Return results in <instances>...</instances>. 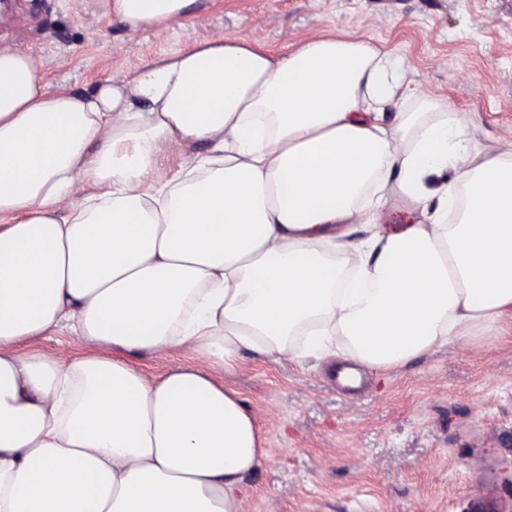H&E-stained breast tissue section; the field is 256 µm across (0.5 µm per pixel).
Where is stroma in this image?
Returning <instances> with one entry per match:
<instances>
[{
    "label": "stroma",
    "instance_id": "1",
    "mask_svg": "<svg viewBox=\"0 0 512 512\" xmlns=\"http://www.w3.org/2000/svg\"><path fill=\"white\" fill-rule=\"evenodd\" d=\"M201 28L133 33L98 0H0V47L41 63L46 89L88 94L198 36L279 54L339 30L401 55L419 90L467 118L495 151L512 138V0H197ZM72 361L111 356L57 332L19 344ZM340 361L277 364L246 353L215 371L256 416L269 451L247 477L245 512H483L496 490L512 512V319L494 337L450 345L384 373L362 393L330 376Z\"/></svg>",
    "mask_w": 512,
    "mask_h": 512
}]
</instances>
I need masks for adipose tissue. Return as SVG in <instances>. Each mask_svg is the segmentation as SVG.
<instances>
[{
	"label": "adipose tissue",
	"mask_w": 512,
	"mask_h": 512,
	"mask_svg": "<svg viewBox=\"0 0 512 512\" xmlns=\"http://www.w3.org/2000/svg\"><path fill=\"white\" fill-rule=\"evenodd\" d=\"M193 2L103 11L173 31ZM39 68L0 48V512H242L268 450L208 367L337 348L381 372L512 317V142L482 153L432 98L398 111L400 55L340 32L279 56L196 39L84 95ZM189 141L207 152L158 179ZM397 195L440 205L388 234ZM342 224L369 235L336 246ZM60 329L116 355L16 349ZM178 350L196 365L131 360ZM132 359L145 374L152 377L160 376L169 371L197 362L190 353L183 351L159 355L141 353L132 357Z\"/></svg>",
	"instance_id": "adipose-tissue-1"
}]
</instances>
